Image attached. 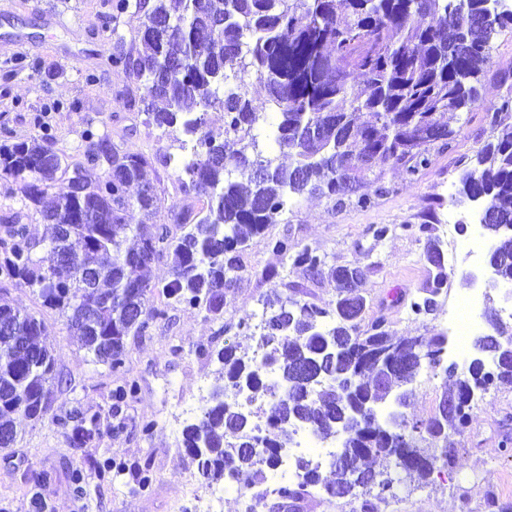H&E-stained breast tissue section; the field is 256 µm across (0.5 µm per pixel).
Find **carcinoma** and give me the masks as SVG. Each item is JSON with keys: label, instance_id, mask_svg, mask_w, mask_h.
Segmentation results:
<instances>
[{"label": "carcinoma", "instance_id": "cac0c4a2", "mask_svg": "<svg viewBox=\"0 0 512 512\" xmlns=\"http://www.w3.org/2000/svg\"><path fill=\"white\" fill-rule=\"evenodd\" d=\"M509 30L512 7L502 0H155L141 22L144 51L132 55L119 48L112 65L142 83L149 123L165 131L179 128L194 141L191 156L176 162L177 180L202 207L172 208L171 221L180 229L175 236L165 224H145L161 206L156 186L145 180L150 159L89 131L85 159L106 164L104 177L90 182L84 166L74 167L82 197L61 193L45 213L54 235L42 257L41 242L30 237L20 214L5 219L0 281L33 289L81 336L94 360L120 373L125 338L166 318L167 307L220 319L240 251L275 222L290 197L353 193L368 174L388 165L414 180L430 162L429 148L447 145L454 135L442 114L471 110L493 41ZM218 75L224 96L213 106L224 112L221 139L198 111ZM358 75L365 77L362 88L355 85ZM255 83L267 92L277 122L254 108ZM486 113L494 139L462 172L455 200L480 197L489 211L483 230L493 241L486 262L500 281L512 283V86ZM260 127L290 165L260 148ZM217 152L224 160L212 158ZM55 155L47 135L0 145V177L20 184L37 205L54 181L42 167ZM135 183L140 189L133 198L128 189ZM402 228L426 236L429 279L422 295L394 301L414 316L428 315L448 287L445 256L433 225ZM270 246L311 275L336 282V297L329 309L290 296L264 301L262 363L238 345L218 351L212 389L251 388L270 409L272 431L264 438L249 434L251 415L223 395L208 394L181 440L201 476L218 482L231 471L238 476V495L254 494L262 488L254 479L257 446L269 449L274 463L277 449L287 447L284 430L297 425L323 441L342 435V449L330 463L334 479L298 460L296 477L280 479L274 489L279 512H292L315 494L343 499L351 512H376L375 502L396 498L398 485H426L437 467H457L448 430L466 426L475 392L512 385V331L493 322L494 333L478 337L474 346L491 356L494 369L476 357L460 376L445 372L452 384H443L429 419L419 424L403 417L394 425L382 405L422 371L440 366L447 333L425 343L393 334L382 318L364 330L366 273L349 282L348 266H329L314 249L297 251L286 237ZM59 249L94 267L95 281L86 283L78 266L61 262ZM164 253L172 257L162 286L167 303L151 306L142 272ZM2 318L15 323L8 333L0 330V449H6L16 442L20 419L43 415L55 358L43 320L0 297ZM136 392L135 382L120 378L112 390V415L120 416ZM53 422L73 448L99 438L97 417L79 407ZM379 456L391 460L393 471L366 466Z\"/></svg>", "mask_w": 512, "mask_h": 512}]
</instances>
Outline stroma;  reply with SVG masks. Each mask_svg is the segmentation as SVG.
Returning a JSON list of instances; mask_svg holds the SVG:
<instances>
[{"mask_svg":"<svg viewBox=\"0 0 512 512\" xmlns=\"http://www.w3.org/2000/svg\"><path fill=\"white\" fill-rule=\"evenodd\" d=\"M123 14H115L113 0H0V143L12 144L50 135L70 161L82 160L85 135L109 139L121 149L149 156L148 174L157 187L163 208L183 203L185 195L166 155L179 154L181 131L149 126L145 114L130 104L142 96L139 81L113 67L115 35L126 50H141L143 7L153 0H129ZM512 73V33L497 37L492 65L479 101L471 111L452 116L456 131L447 146L433 147L431 163L416 180L401 170L384 168L379 179L367 180L344 204L327 197H301L288 202L274 224L250 240L241 252L242 268L227 296L223 322L181 306L169 309L166 319L154 322L144 334L127 336L126 378L138 391L125 424L110 412V394L117 377L109 366L91 362L65 318L44 308L32 289L10 286L14 307L44 319L54 350L56 379L46 395L47 414L20 420L15 445L0 449V512H197L191 487L208 488L197 463L180 446L183 425L199 412L219 367L198 353L226 344L253 346L263 331L262 303L274 296L294 295L320 308L329 307L335 288L327 278L310 276L290 259L274 253L269 240L288 237L297 248L309 247L325 255L328 265L358 266L366 271L364 289L369 305L364 324L384 317L400 336L429 339L445 330L448 311L460 299L478 296L476 335L489 333L490 318H501L507 293L486 281L461 284L463 272L475 268L468 251L486 254L491 245L472 218L469 206L453 203L464 169L491 138L485 109L504 95L497 75ZM68 189L57 176L41 205H33L18 184L0 179V219L21 213L32 236L49 240L52 227L42 211ZM367 205H357L358 197ZM432 218L452 223L456 247L447 264L448 290L437 299L433 315L415 318L402 306H381L388 293L416 294L424 288L428 271L423 259L426 239L406 232L409 224ZM386 224L390 233L375 239L372 228ZM247 328H239L240 319ZM228 330H221V323ZM79 406L98 415L100 439L91 447H70L52 423L53 414ZM154 424L143 436L139 424ZM449 447L458 449L459 466L434 471L426 487L401 488L378 512H463L460 488H467L473 512H491L487 497L512 501V386H500L478 396L463 431H449ZM114 461L120 474L98 479L95 465ZM86 473L83 489H75L69 473ZM152 477L149 491L135 489L140 471ZM47 476L37 485L36 476Z\"/></svg>","mask_w":512,"mask_h":512,"instance_id":"1","label":"stroma"}]
</instances>
